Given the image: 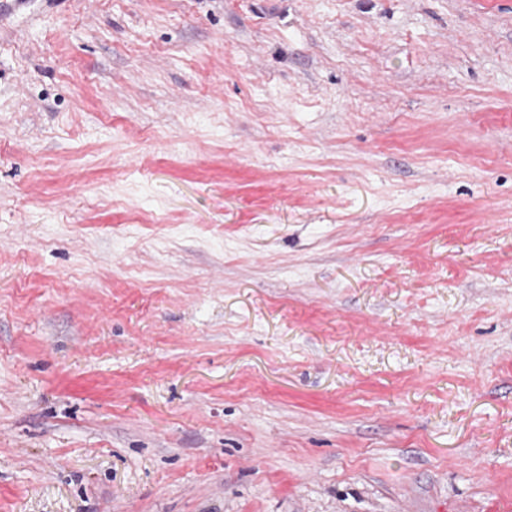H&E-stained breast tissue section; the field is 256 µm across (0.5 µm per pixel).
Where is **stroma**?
<instances>
[{
	"label": "stroma",
	"instance_id": "obj_1",
	"mask_svg": "<svg viewBox=\"0 0 512 512\" xmlns=\"http://www.w3.org/2000/svg\"><path fill=\"white\" fill-rule=\"evenodd\" d=\"M0 512H512V0H0Z\"/></svg>",
	"mask_w": 512,
	"mask_h": 512
}]
</instances>
